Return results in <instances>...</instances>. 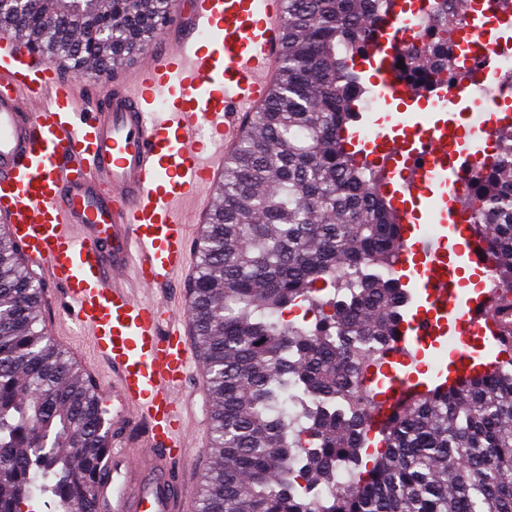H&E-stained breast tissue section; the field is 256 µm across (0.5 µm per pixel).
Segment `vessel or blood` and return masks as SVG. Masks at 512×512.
<instances>
[{"instance_id":"1","label":"vessel or blood","mask_w":512,"mask_h":512,"mask_svg":"<svg viewBox=\"0 0 512 512\" xmlns=\"http://www.w3.org/2000/svg\"><path fill=\"white\" fill-rule=\"evenodd\" d=\"M459 10L469 22L465 57L490 45L492 25L512 28V15L488 23L472 0H460ZM282 11L283 0H191L175 11L164 49L123 68L90 110L56 67L29 63L13 44L0 51V223L63 292L68 318L112 373L121 410L104 458L110 480L98 497L110 512L192 506L180 391L198 355L189 312L152 294L191 268L189 226L197 216L187 207L218 180L229 147L266 101L284 39ZM411 32L406 0H387L364 63L397 134L356 135L352 144L410 203L400 221L412 242L398 269L412 271V298L425 312L393 355L443 336L462 372L475 360L474 346L501 339L499 328L483 324L492 282L459 287L466 270L482 271L481 246L455 241L476 143L498 115L470 113L461 135L453 114L469 91L465 82L430 93L449 117L414 108L394 67Z\"/></svg>"}]
</instances>
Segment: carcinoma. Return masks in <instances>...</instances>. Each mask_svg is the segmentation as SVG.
Listing matches in <instances>:
<instances>
[{"mask_svg":"<svg viewBox=\"0 0 512 512\" xmlns=\"http://www.w3.org/2000/svg\"><path fill=\"white\" fill-rule=\"evenodd\" d=\"M51 2L0 6V26L75 72L144 51L174 5L112 0L102 63L72 49L97 31V5L74 14ZM374 12L373 0H284L278 79L224 166L189 288L212 403L198 512H512V123L494 161L476 167L466 206L504 285L490 318L508 360L399 402L362 465L380 412L363 378L401 335L407 292L394 270L404 227L344 137L361 91L350 62L370 44ZM301 302L310 325L284 319ZM40 309L41 287L1 231L0 512H19L33 485L59 512H95L112 423L38 328Z\"/></svg>","mask_w":512,"mask_h":512,"instance_id":"carcinoma-1","label":"carcinoma"}]
</instances>
